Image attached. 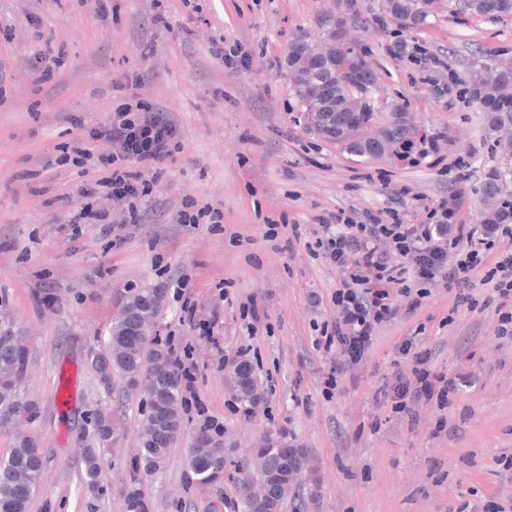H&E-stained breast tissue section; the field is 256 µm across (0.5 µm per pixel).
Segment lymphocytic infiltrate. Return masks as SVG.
Here are the masks:
<instances>
[{
	"label": "lymphocytic infiltrate",
	"mask_w": 512,
	"mask_h": 512,
	"mask_svg": "<svg viewBox=\"0 0 512 512\" xmlns=\"http://www.w3.org/2000/svg\"><path fill=\"white\" fill-rule=\"evenodd\" d=\"M154 104L139 100L115 108L110 121L94 129L93 140L121 142L119 154L94 153L87 148L62 154L59 164L86 169L87 179L76 195H63L68 211L65 222L72 228L83 224H103L105 211L96 206L98 198L124 203L130 223L143 222L138 205L150 196L151 189L139 172L131 170L128 159L138 163L156 161L169 154L174 128L171 124H152ZM152 127L153 140L144 147L131 144L134 131ZM445 203L432 205L430 221L408 224L399 209L391 207L361 216L336 214L320 219L313 229L310 250L344 271L332 301L337 318L331 328L321 329L315 340L317 350L336 353L326 375L327 389H335L338 374L363 362L377 341L382 327L399 315H413L428 295L429 285L442 280L456 289L455 303L470 309L479 302L470 292L472 277L489 285L495 304L494 334L512 339V225H498L497 238L482 235L473 224L456 225L447 231ZM401 262H393L392 254ZM455 262H448V255ZM432 350L414 354L410 375H396L386 386V395L396 410L437 402L449 405L457 390L455 378L436 371Z\"/></svg>",
	"instance_id": "lymphocytic-infiltrate-1"
}]
</instances>
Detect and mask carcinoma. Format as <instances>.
<instances>
[{"mask_svg":"<svg viewBox=\"0 0 512 512\" xmlns=\"http://www.w3.org/2000/svg\"><path fill=\"white\" fill-rule=\"evenodd\" d=\"M383 11L391 21L406 29H422L430 24V19L445 13L459 20L478 17L506 21L512 18V0H383ZM295 42L301 46V54L307 57L309 64L293 68L294 95L307 122L317 121L324 112L328 117L316 135L357 157L378 158L398 153L402 141L414 132L406 120L405 110H394L399 115L397 122H376L371 96L373 83L350 87L342 66H336V75H331L322 44L305 38H297ZM467 92L486 112L487 129L491 134L500 138L512 131V69L499 70L489 78L483 68H474L469 75ZM338 107L356 121L353 132L345 137L336 135L333 112ZM479 193L486 204L482 223H512V193L506 190L500 175L486 178ZM163 302L164 290L157 287L141 288L129 295L112 319L105 344L90 353V364L106 389L116 375L125 378L131 387L139 386L143 374L149 377V384L143 390L145 413L139 448L130 473L135 488L126 494L124 512H150L151 503L143 490L142 477H152L163 469L170 448L184 431L181 377L155 333ZM27 368L23 336L11 321L1 318V429L27 422L37 413L33 403L21 400L16 394ZM233 378L240 401L253 406L258 393L251 367L239 363L233 369ZM94 428L99 442L111 441L115 428L108 413L94 412ZM187 452L195 484H213L230 472L236 475L238 512H282L299 472L307 463L304 449L295 448L271 434L264 437L254 453L239 457L235 449L224 447L222 439L201 427L193 431ZM83 454V486L96 500L104 492L99 481L97 449L86 448ZM42 468L41 455L26 440L21 441L7 459L0 460V512H28Z\"/></svg>","mask_w":512,"mask_h":512,"instance_id":"carcinoma-1","label":"carcinoma"}]
</instances>
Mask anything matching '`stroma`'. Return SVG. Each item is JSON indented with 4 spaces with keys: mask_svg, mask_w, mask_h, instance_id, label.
<instances>
[{
    "mask_svg": "<svg viewBox=\"0 0 512 512\" xmlns=\"http://www.w3.org/2000/svg\"><path fill=\"white\" fill-rule=\"evenodd\" d=\"M380 0H0V316L25 339L30 363L20 396L36 420L0 430V458L24 437L43 456L29 512H124L123 495L143 414L140 393L116 383L103 396L88 357L130 294L164 289L158 336L194 365L204 413H184L185 435L162 474L147 482L151 512H234L235 483L199 488L187 465L188 431L209 415L224 445L257 447L272 433L304 448L306 470L283 512H458L466 502L512 494L493 461L512 453V342L494 336V310L455 307L444 283L412 316L397 318L360 365L326 390L330 359L316 350L318 327L336 319L331 296L341 269L309 252L317 218L344 209H386L405 189L402 215L423 224L424 203L446 200L452 224H480L477 189L489 172L512 192V154L486 132L483 112L464 92L476 63L512 67V19L450 17L421 30L379 21ZM357 13L358 34L377 74L376 118L404 108L420 129L411 157L367 159L311 134L287 76V47L318 36L339 13ZM40 16L30 26L28 14ZM167 23H153L155 14ZM240 43L245 63L213 56L214 39ZM420 44L447 64L438 74L391 57L394 39ZM52 48L58 62L40 83L35 57ZM142 75L138 86L127 79ZM144 100L173 122L171 156L141 167L153 187L143 210L163 204L176 215L189 200L224 214L220 224H126V207L100 200L126 240L113 247L101 225L72 232L54 199L76 189L78 168L57 166L58 147L84 142L113 108ZM472 179L457 181L455 160ZM280 224L267 240L268 223ZM186 273L183 297L175 278ZM212 320L211 336L182 322L183 298ZM435 349L436 370L461 375L449 407L432 402L415 417L395 412L382 388L411 359L399 345ZM263 399L245 414L234 386L239 349ZM68 392L59 402L60 392ZM112 412L117 431L98 446L92 415ZM98 447L105 499L79 483L83 450Z\"/></svg>",
    "mask_w": 512,
    "mask_h": 512,
    "instance_id": "stroma-1",
    "label": "stroma"
}]
</instances>
